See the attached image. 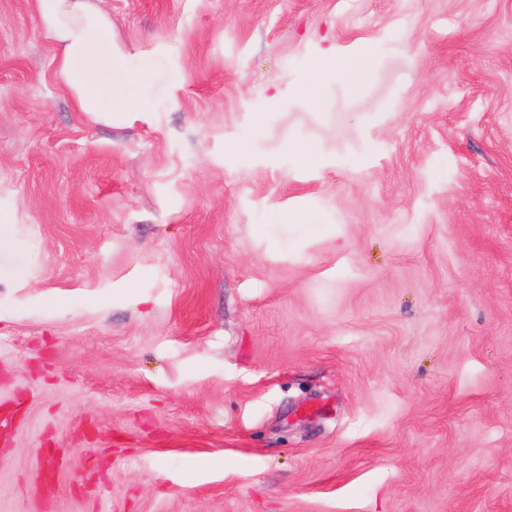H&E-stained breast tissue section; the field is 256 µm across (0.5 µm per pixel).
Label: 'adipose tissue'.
I'll use <instances>...</instances> for the list:
<instances>
[{"label":"adipose tissue","instance_id":"1","mask_svg":"<svg viewBox=\"0 0 512 512\" xmlns=\"http://www.w3.org/2000/svg\"><path fill=\"white\" fill-rule=\"evenodd\" d=\"M35 7L41 33L54 48L55 74L76 111L108 118L144 110V100L120 97L131 79L113 38L112 16L99 0H35Z\"/></svg>","mask_w":512,"mask_h":512}]
</instances>
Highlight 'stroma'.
Segmentation results:
<instances>
[{"instance_id":"35a3bbf8","label":"stroma","mask_w":512,"mask_h":512,"mask_svg":"<svg viewBox=\"0 0 512 512\" xmlns=\"http://www.w3.org/2000/svg\"><path fill=\"white\" fill-rule=\"evenodd\" d=\"M101 5L108 124L0 0V512H512V0Z\"/></svg>"}]
</instances>
